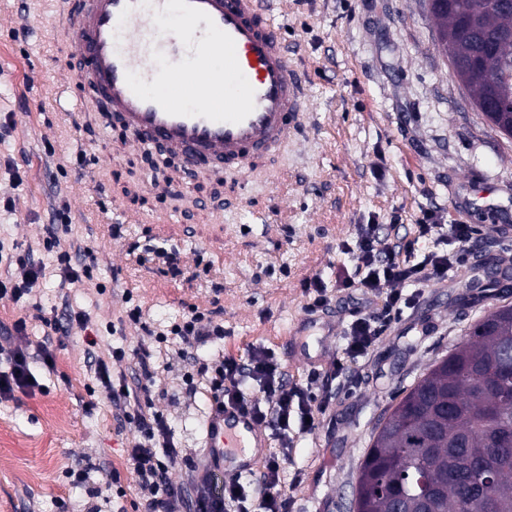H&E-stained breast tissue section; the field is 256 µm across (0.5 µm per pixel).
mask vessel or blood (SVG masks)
<instances>
[{"instance_id": "b4317fda", "label": "vessel or blood", "mask_w": 512, "mask_h": 512, "mask_svg": "<svg viewBox=\"0 0 512 512\" xmlns=\"http://www.w3.org/2000/svg\"><path fill=\"white\" fill-rule=\"evenodd\" d=\"M74 35L102 112L119 114L134 145L164 144L190 168L217 158L253 172L303 108L305 80L265 0H87ZM256 430L245 409H212L211 469L224 472Z\"/></svg>"}]
</instances>
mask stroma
<instances>
[{
    "label": "stroma",
    "mask_w": 512,
    "mask_h": 512,
    "mask_svg": "<svg viewBox=\"0 0 512 512\" xmlns=\"http://www.w3.org/2000/svg\"><path fill=\"white\" fill-rule=\"evenodd\" d=\"M274 21L292 66L307 80L302 123L287 144L242 175L182 163L131 144L105 125L80 80L72 15L80 0H0V274L21 278L29 251L47 277L23 302L0 299V347L36 351L49 343L53 369L31 368L40 386L0 401V512H144L128 452L138 442L117 420L110 392L88 355L113 361L133 381L136 350H153L150 385L184 458L173 482L204 458L210 400L188 387L198 362L247 359L266 349L289 382L320 379L329 397L312 432L289 429L281 486L290 512H349L371 434L399 393L461 342L471 324L503 302L491 287L512 261V138L477 112L453 77L425 0H275ZM66 95L70 109L56 107ZM22 181H15L14 173ZM71 222L60 250L92 252L93 280L62 282L46 227L60 204ZM476 228L465 267L445 281L403 285L409 309L373 351L332 376L346 346L355 302L338 277L353 269L359 225L416 240L424 213ZM176 253L170 270L159 251ZM320 278L331 299L312 312L305 281ZM142 324L125 321L128 302ZM83 310L88 327L50 333L47 322ZM216 312L224 336L185 346L158 342L190 310ZM98 331L89 348V331Z\"/></svg>",
    "instance_id": "stroma-1"
}]
</instances>
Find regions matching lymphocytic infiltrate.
Segmentation results:
<instances>
[{
  "instance_id": "1",
  "label": "lymphocytic infiltrate",
  "mask_w": 512,
  "mask_h": 512,
  "mask_svg": "<svg viewBox=\"0 0 512 512\" xmlns=\"http://www.w3.org/2000/svg\"><path fill=\"white\" fill-rule=\"evenodd\" d=\"M472 234L470 225H449L448 237L457 243V250L432 251L421 262L415 263L411 260L413 246L405 247L392 241L389 236L380 234L377 225H361L355 242L358 263L352 274L340 280L339 285L379 299L381 309L375 314L357 316L352 321L347 332L345 355L337 359L335 373H343L352 361L368 354L387 326L409 306V297L400 290L402 284L444 281L450 272L463 266ZM170 333L190 345L223 338L224 327L213 315L195 310L175 322ZM6 360L7 368L0 369V400L12 398L15 391L37 386L27 352H8ZM136 365L142 383L131 391L114 384L106 359H97L95 374L97 380L110 389L116 410L123 413L140 435L129 451V466L145 501L146 512H168L170 501L185 492L184 486L174 484L169 476L180 455L166 419L154 408L148 386L155 373L153 353L146 349L137 352ZM197 373L205 378L210 399L218 405L243 407L250 411L257 423H266L279 430H287L294 418L299 421L300 433L312 429L309 419L314 415L316 394L308 386L288 385L280 363L271 352L257 350L244 361L225 357L211 364L202 363ZM249 380L258 382L269 401L268 408L256 406L245 396L242 387ZM239 486V481L232 480L225 482L221 491H214L210 470H203L194 481L193 512H250L248 496Z\"/></svg>"
}]
</instances>
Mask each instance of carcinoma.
<instances>
[{
	"instance_id": "carcinoma-1",
	"label": "carcinoma",
	"mask_w": 512,
	"mask_h": 512,
	"mask_svg": "<svg viewBox=\"0 0 512 512\" xmlns=\"http://www.w3.org/2000/svg\"><path fill=\"white\" fill-rule=\"evenodd\" d=\"M494 0H450L432 12L448 35V61L475 57L463 84L473 99L494 98V126L512 123V12ZM512 348V304L496 308L470 329L468 339L435 360L372 433L359 470L358 512H512V445L493 462L491 497L466 493L445 478L463 459H477L491 434L512 428V379L498 381L494 369Z\"/></svg>"
}]
</instances>
